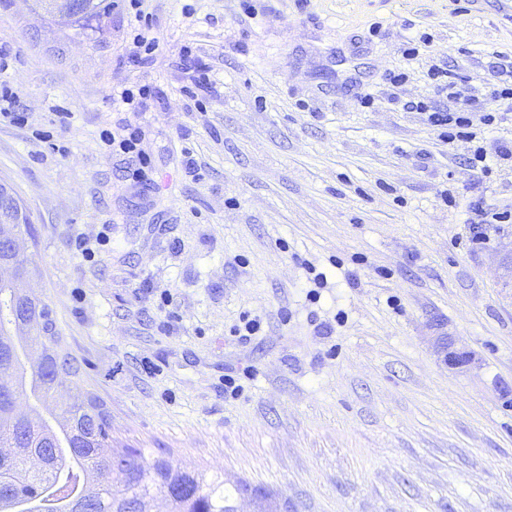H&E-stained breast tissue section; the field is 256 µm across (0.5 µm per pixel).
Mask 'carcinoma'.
Returning a JSON list of instances; mask_svg holds the SVG:
<instances>
[{"label":"carcinoma","mask_w":512,"mask_h":512,"mask_svg":"<svg viewBox=\"0 0 512 512\" xmlns=\"http://www.w3.org/2000/svg\"><path fill=\"white\" fill-rule=\"evenodd\" d=\"M37 2L82 30L112 12V0H83L77 11ZM15 292L0 281V512H151L158 493L168 512H231L233 495L219 478L112 449L107 415L91 396L78 390L66 407H48L59 380L78 377V368L39 299L31 301L36 318L18 321ZM23 395L48 416L19 411Z\"/></svg>","instance_id":"carcinoma-1"}]
</instances>
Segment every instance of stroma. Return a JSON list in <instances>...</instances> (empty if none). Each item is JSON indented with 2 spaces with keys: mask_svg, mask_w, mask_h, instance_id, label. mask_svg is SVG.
Returning a JSON list of instances; mask_svg holds the SVG:
<instances>
[{
  "mask_svg": "<svg viewBox=\"0 0 512 512\" xmlns=\"http://www.w3.org/2000/svg\"><path fill=\"white\" fill-rule=\"evenodd\" d=\"M147 21L143 65L125 0L97 31L0 0V83L29 118L0 123V185L113 447L220 477L238 512H512V221L472 241L477 209L512 214V100L472 143L407 107L447 108L433 68L497 83L512 0H151ZM136 83L138 178L99 139Z\"/></svg>",
  "mask_w": 512,
  "mask_h": 512,
  "instance_id": "stroma-1",
  "label": "stroma"
}]
</instances>
